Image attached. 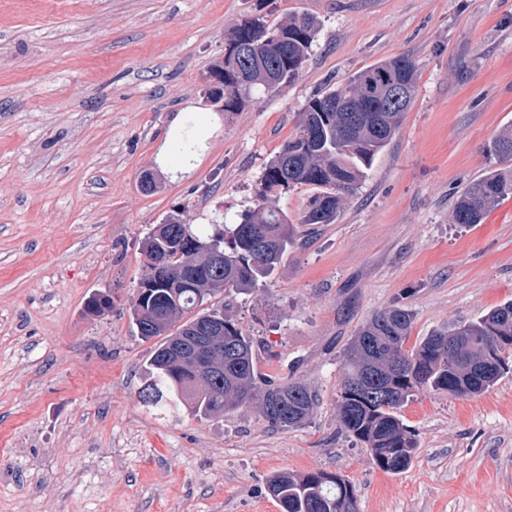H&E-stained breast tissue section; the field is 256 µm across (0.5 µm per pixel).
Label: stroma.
<instances>
[{
    "label": "stroma",
    "instance_id": "1",
    "mask_svg": "<svg viewBox=\"0 0 512 512\" xmlns=\"http://www.w3.org/2000/svg\"><path fill=\"white\" fill-rule=\"evenodd\" d=\"M254 14L320 28L294 81L224 111L203 88ZM400 54L419 68L415 102L335 222L300 223L314 186L281 192L294 245L252 290L212 299L258 373L316 392L309 420L144 404L157 342L130 318L144 240L173 214L208 234L239 223L306 103ZM188 117L182 175V149L155 157ZM508 128L512 0H0V512H282L269 479L318 470L352 483L359 512H512V369L477 396L415 392L398 474L337 409L371 316L410 310L416 341L512 301V196L482 223L450 221ZM96 294L111 311H88Z\"/></svg>",
    "mask_w": 512,
    "mask_h": 512
}]
</instances>
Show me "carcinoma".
<instances>
[{
    "label": "carcinoma",
    "instance_id": "carcinoma-1",
    "mask_svg": "<svg viewBox=\"0 0 512 512\" xmlns=\"http://www.w3.org/2000/svg\"><path fill=\"white\" fill-rule=\"evenodd\" d=\"M318 21L293 15L270 26L249 16L232 27L226 46L250 45L236 57L224 56L210 70V102L228 110L250 98L253 89L274 80L294 79L306 62ZM417 65L402 54L371 65L343 85L311 99L299 113L297 133L266 168L255 207L242 215L232 235L204 234L172 215L145 239V270L131 318L138 335L161 338L150 360L153 381L141 391L153 407L181 404L195 417H218L255 403L279 428L305 424L317 402L301 382L260 377L252 342L237 324L216 310H203L209 298L226 290L255 287L271 274L294 242L288 214L272 197L296 185L319 188L302 224H332L346 197L365 178L375 156L387 146L401 117L415 99ZM488 171L458 198L454 224H479L500 200L512 195V130L496 136L486 149ZM224 252L213 265L208 250ZM188 319L176 325L182 316ZM213 325V366L169 355L173 343L191 345L195 323ZM412 314L392 307L367 320L347 354L339 383L341 430L364 443L374 465L388 473L407 469L416 442L398 409L419 389L468 397L494 386L508 369L506 345L512 346V302L451 331L435 330L407 347ZM268 491L282 512H358L353 485L322 470L294 476L274 475Z\"/></svg>",
    "mask_w": 512,
    "mask_h": 512
}]
</instances>
